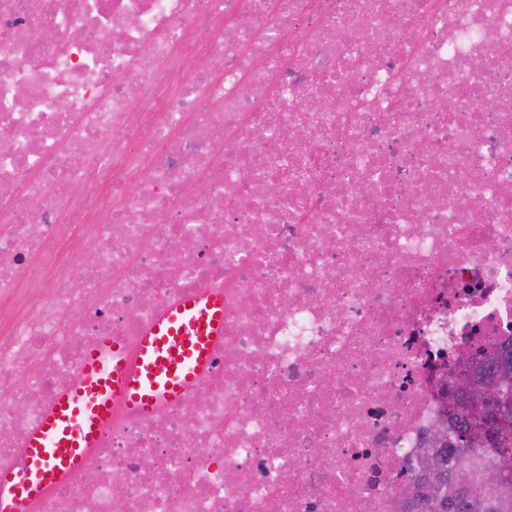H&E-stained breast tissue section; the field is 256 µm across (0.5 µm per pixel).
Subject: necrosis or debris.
Returning <instances> with one entry per match:
<instances>
[{"instance_id": "1", "label": "necrosis or debris", "mask_w": 512, "mask_h": 512, "mask_svg": "<svg viewBox=\"0 0 512 512\" xmlns=\"http://www.w3.org/2000/svg\"><path fill=\"white\" fill-rule=\"evenodd\" d=\"M1 185L0 472L100 337L224 293L33 512H400L434 375L512 341V0H0Z\"/></svg>"}]
</instances>
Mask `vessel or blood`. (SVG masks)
Listing matches in <instances>:
<instances>
[{
  "instance_id": "vessel-or-blood-1",
  "label": "vessel or blood",
  "mask_w": 512,
  "mask_h": 512,
  "mask_svg": "<svg viewBox=\"0 0 512 512\" xmlns=\"http://www.w3.org/2000/svg\"><path fill=\"white\" fill-rule=\"evenodd\" d=\"M224 333V293L207 289L165 308L136 349L100 337L78 380L64 388L26 441L16 469L0 473V512H30L99 446L115 407L146 417L178 402L210 368Z\"/></svg>"
}]
</instances>
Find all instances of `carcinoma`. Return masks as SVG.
I'll use <instances>...</instances> for the list:
<instances>
[{"label":"carcinoma","mask_w":512,"mask_h":512,"mask_svg":"<svg viewBox=\"0 0 512 512\" xmlns=\"http://www.w3.org/2000/svg\"><path fill=\"white\" fill-rule=\"evenodd\" d=\"M507 365L512 368V344L466 368L473 383L493 381ZM448 443L435 448L415 477L408 512H436L443 501L451 512H512V477L497 484L486 473L512 467V406L486 400L477 415L463 408L446 425Z\"/></svg>","instance_id":"cac0c4a2"}]
</instances>
